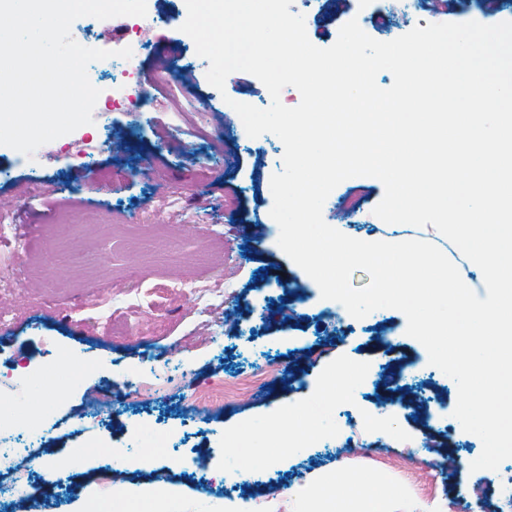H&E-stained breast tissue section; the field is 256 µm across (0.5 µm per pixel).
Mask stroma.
<instances>
[{"label": "stroma", "mask_w": 512, "mask_h": 512, "mask_svg": "<svg viewBox=\"0 0 512 512\" xmlns=\"http://www.w3.org/2000/svg\"><path fill=\"white\" fill-rule=\"evenodd\" d=\"M154 5L160 29L143 17L106 19L88 40L115 51L144 39L129 59L146 88L139 109L98 113L27 164L0 145V219L11 226L0 260L22 271L0 273V423L16 430L0 486L35 458L49 472L27 493L50 490L56 512L106 469L117 489L182 487L181 512L233 498L299 512L291 490L314 473L345 465L394 477L412 467L435 512H512V459L468 468L481 441L459 427L456 384L407 335L405 315L334 319L280 249L270 181L284 146L270 133L249 137L232 107H268L264 84L239 71L224 90L211 86L172 0ZM303 15L310 41L325 48L356 17L390 41L431 23L512 21V0H424L410 13L389 0H317ZM341 363L371 373L320 405L321 376ZM133 373L147 396L127 385ZM236 383L240 395L225 401L197 398ZM92 404L107 408L106 422L70 432L67 420ZM298 406L326 415L331 432L302 455L244 469L231 448L246 425ZM445 453L465 466L442 472Z\"/></svg>", "instance_id": "35a3bbf8"}]
</instances>
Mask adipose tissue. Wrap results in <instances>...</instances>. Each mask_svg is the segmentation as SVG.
Segmentation results:
<instances>
[{
    "label": "adipose tissue",
    "mask_w": 512,
    "mask_h": 512,
    "mask_svg": "<svg viewBox=\"0 0 512 512\" xmlns=\"http://www.w3.org/2000/svg\"><path fill=\"white\" fill-rule=\"evenodd\" d=\"M327 426L324 420L292 421L288 431L268 437L265 423L254 424L247 432L245 446L248 464L264 467L270 462L269 446L293 456L309 448L312 439ZM349 488L348 496L339 498L335 485ZM303 512H413V505L402 486L384 473L339 467L313 476L306 489L299 492ZM182 498L175 487L161 491L146 485L125 488L116 498L108 501L85 493L74 501L69 512H178Z\"/></svg>",
    "instance_id": "1"
}]
</instances>
